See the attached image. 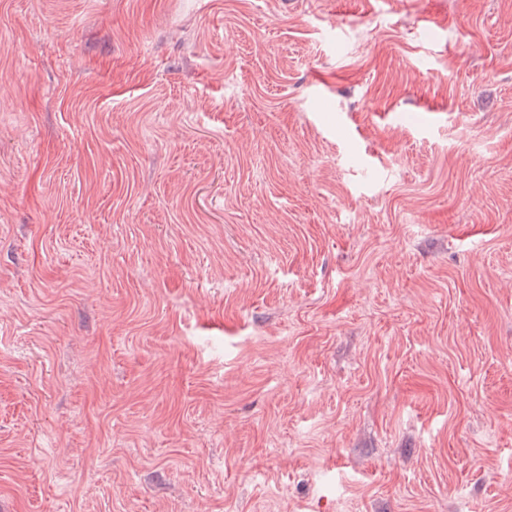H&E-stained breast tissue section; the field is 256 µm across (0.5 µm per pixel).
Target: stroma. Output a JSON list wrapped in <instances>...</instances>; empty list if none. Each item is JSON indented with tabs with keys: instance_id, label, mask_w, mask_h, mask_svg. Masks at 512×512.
<instances>
[{
	"instance_id": "stroma-1",
	"label": "stroma",
	"mask_w": 512,
	"mask_h": 512,
	"mask_svg": "<svg viewBox=\"0 0 512 512\" xmlns=\"http://www.w3.org/2000/svg\"><path fill=\"white\" fill-rule=\"evenodd\" d=\"M0 512H512V0H0Z\"/></svg>"
}]
</instances>
